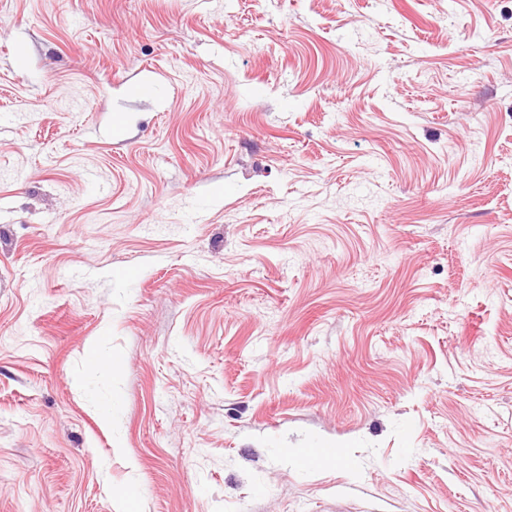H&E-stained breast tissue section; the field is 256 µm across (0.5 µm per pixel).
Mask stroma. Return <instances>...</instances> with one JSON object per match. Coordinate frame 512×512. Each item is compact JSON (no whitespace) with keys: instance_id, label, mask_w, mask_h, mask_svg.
<instances>
[{"instance_id":"stroma-1","label":"stroma","mask_w":512,"mask_h":512,"mask_svg":"<svg viewBox=\"0 0 512 512\" xmlns=\"http://www.w3.org/2000/svg\"><path fill=\"white\" fill-rule=\"evenodd\" d=\"M130 486L512 512V0H0V512Z\"/></svg>"}]
</instances>
